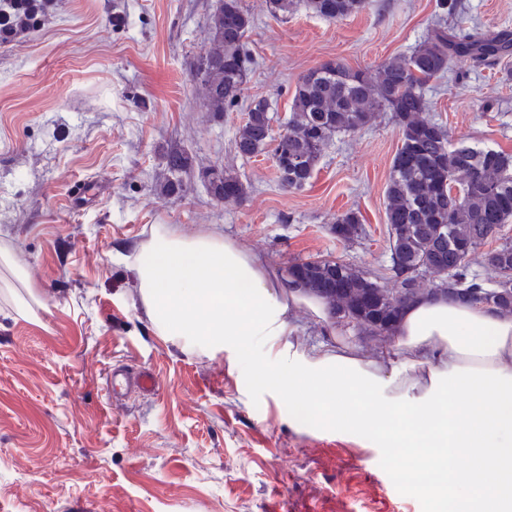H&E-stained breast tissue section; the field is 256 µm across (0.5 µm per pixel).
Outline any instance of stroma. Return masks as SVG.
<instances>
[{
    "label": "stroma",
    "mask_w": 512,
    "mask_h": 512,
    "mask_svg": "<svg viewBox=\"0 0 512 512\" xmlns=\"http://www.w3.org/2000/svg\"><path fill=\"white\" fill-rule=\"evenodd\" d=\"M214 0H49L0 43V512H435L397 480L405 460L366 436L311 431L288 393L253 387L223 350L166 336L134 260L154 229H220L277 273L331 258L391 277L385 188L400 145L389 113L333 137L303 189L280 187L271 152L236 154L245 105L266 99L274 131L299 78L331 59L376 70L411 53L439 16L436 0H367L341 21L304 0L285 17L242 0L254 60L239 105L205 112L190 68ZM449 27L512 32V0H456ZM430 116L453 143L512 153V55L456 62L429 83ZM192 169L167 196L166 155ZM234 170L243 203L218 202L200 173ZM361 212V238L336 237ZM293 340L339 334L365 354L382 338L301 309ZM151 373L155 388L107 396L109 368ZM334 230L336 235L342 240L351 241L360 237L364 232V227L358 211H347L336 218Z\"/></svg>",
    "instance_id": "1"
}]
</instances>
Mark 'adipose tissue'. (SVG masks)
Wrapping results in <instances>:
<instances>
[{
  "label": "adipose tissue",
  "mask_w": 512,
  "mask_h": 512,
  "mask_svg": "<svg viewBox=\"0 0 512 512\" xmlns=\"http://www.w3.org/2000/svg\"><path fill=\"white\" fill-rule=\"evenodd\" d=\"M136 271L167 336L231 351L258 388L286 386L311 430L340 426L407 449L434 477L402 470L399 480L446 512H512V315L424 296L404 307L395 353L369 358L343 336L288 340L289 310L328 324V304L219 230H156Z\"/></svg>",
  "instance_id": "1"
}]
</instances>
